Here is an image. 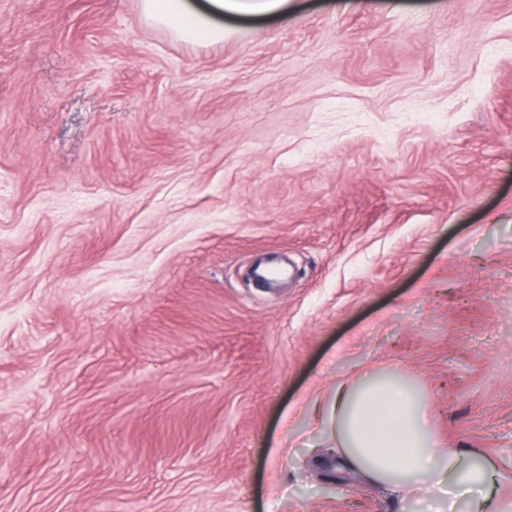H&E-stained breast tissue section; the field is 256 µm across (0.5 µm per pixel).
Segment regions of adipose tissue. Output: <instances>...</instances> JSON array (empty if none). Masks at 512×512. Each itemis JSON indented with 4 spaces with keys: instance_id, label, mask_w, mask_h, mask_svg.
Instances as JSON below:
<instances>
[{
    "instance_id": "obj_1",
    "label": "adipose tissue",
    "mask_w": 512,
    "mask_h": 512,
    "mask_svg": "<svg viewBox=\"0 0 512 512\" xmlns=\"http://www.w3.org/2000/svg\"><path fill=\"white\" fill-rule=\"evenodd\" d=\"M288 0H142L145 16L180 38L220 42L217 16L285 13ZM333 428L330 453L372 486L403 499L447 495L464 500L466 512H512L503 489L499 458L477 448L443 447L429 416L428 400L415 382L396 371L374 373L339 384L327 411Z\"/></svg>"
}]
</instances>
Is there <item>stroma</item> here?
Instances as JSON below:
<instances>
[{
    "instance_id": "1",
    "label": "stroma",
    "mask_w": 512,
    "mask_h": 512,
    "mask_svg": "<svg viewBox=\"0 0 512 512\" xmlns=\"http://www.w3.org/2000/svg\"><path fill=\"white\" fill-rule=\"evenodd\" d=\"M382 369L512 491V0H0V512H413L314 464ZM288 0H209L206 10L196 9L188 0H142L145 16L163 24L188 41L220 42L224 26L214 20L216 15L262 16L283 14Z\"/></svg>"
}]
</instances>
